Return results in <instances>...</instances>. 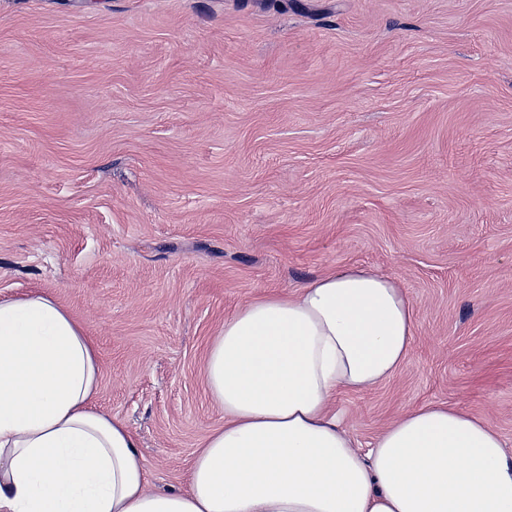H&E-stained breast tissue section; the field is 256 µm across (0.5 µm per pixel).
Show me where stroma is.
<instances>
[{"label": "stroma", "mask_w": 512, "mask_h": 512, "mask_svg": "<svg viewBox=\"0 0 512 512\" xmlns=\"http://www.w3.org/2000/svg\"><path fill=\"white\" fill-rule=\"evenodd\" d=\"M351 266L416 311L352 438L447 403L512 451V0H0V298L83 326L151 488L225 316Z\"/></svg>", "instance_id": "35a3bbf8"}]
</instances>
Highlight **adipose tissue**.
<instances>
[{"instance_id":"1","label":"adipose tissue","mask_w":512,"mask_h":512,"mask_svg":"<svg viewBox=\"0 0 512 512\" xmlns=\"http://www.w3.org/2000/svg\"><path fill=\"white\" fill-rule=\"evenodd\" d=\"M393 279L348 267L239 306L205 385L224 413L187 488L149 489L135 436L92 409L95 348L54 297L0 299V512H512V454L486 420L427 403L360 450L334 409L411 352Z\"/></svg>"}]
</instances>
